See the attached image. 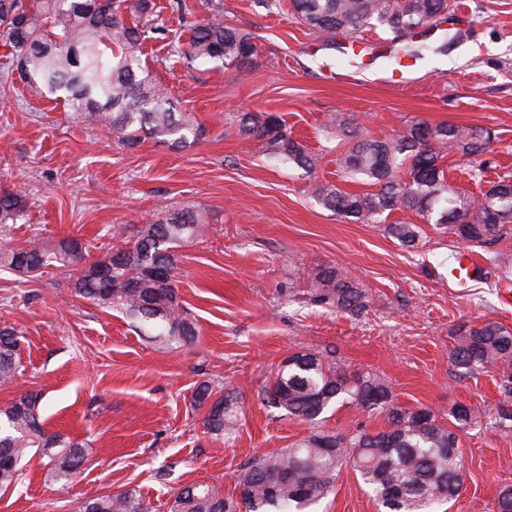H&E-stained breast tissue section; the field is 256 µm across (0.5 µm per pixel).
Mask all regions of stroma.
Wrapping results in <instances>:
<instances>
[{
    "label": "stroma",
    "mask_w": 512,
    "mask_h": 512,
    "mask_svg": "<svg viewBox=\"0 0 512 512\" xmlns=\"http://www.w3.org/2000/svg\"><path fill=\"white\" fill-rule=\"evenodd\" d=\"M467 25L445 49L425 54L418 81L404 88L373 82L360 70L354 83L328 82L326 69L343 56L329 35L297 22L289 0H219L228 25L254 36L251 68L202 63L171 54L149 40L141 59L168 86L176 111L207 130L205 140L173 149L153 140L122 147L79 124L70 106L41 97L19 78L0 80V189H21L26 212L20 240H81L90 260L112 248V230L156 220L158 200L204 219L200 235L178 251L180 300L199 329L193 343L171 350L138 335L119 313L70 295L68 274L54 270L20 282L0 268V325L23 335L21 372L0 388V407L40 393L48 433L84 443L87 462L68 482L45 479L46 461L28 453L23 477L0 491V512H78L87 499L139 491L156 512H168L173 492L207 481L225 494L256 457L282 451L308 436L307 425L262 405L259 393L288 355L327 346L354 371L390 382L406 408L445 413L455 403L486 410L501 398L497 384L512 362L472 378L451 364L458 324L491 320L512 329L503 306V270L512 234L490 247H472L481 279L455 287L448 265L459 246L418 215L394 212L392 221L421 224L406 249L384 225L343 221L308 192L343 180L336 159L344 144L328 133L329 113L359 123L381 138L415 121L487 129L492 143L485 180L512 173V0H454ZM240 112L283 116L297 139L320 157L313 173L276 163L257 140H245L233 121ZM344 268L368 289L372 303L355 316L310 302L306 280L322 266ZM231 385L244 410L232 439H218L203 423L207 406L193 396L201 382ZM341 434L376 431L381 421L351 404L325 414ZM466 476L449 512H494L496 492L512 483V431L477 421L459 434ZM350 469L316 512H379Z\"/></svg>",
    "instance_id": "1"
}]
</instances>
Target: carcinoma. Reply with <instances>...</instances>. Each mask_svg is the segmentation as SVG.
<instances>
[{
	"label": "carcinoma",
	"instance_id": "carcinoma-1",
	"mask_svg": "<svg viewBox=\"0 0 512 512\" xmlns=\"http://www.w3.org/2000/svg\"><path fill=\"white\" fill-rule=\"evenodd\" d=\"M302 24L348 39L370 28L392 34L391 43L411 57L429 49L431 32L448 21L452 0H290ZM170 8L190 27L187 44L165 26L152 0H0V40L16 52L18 67L40 96L71 103L74 119L110 134L127 148L150 137L173 148L197 143L204 131L187 112L175 111L168 90L141 64L147 39L168 42L193 60L220 61L237 69L253 63V36L224 24L219 8L199 23L187 0ZM241 135L259 140L268 157L312 171L318 157L288 132L280 115L251 112L236 117ZM326 127L348 147L336 158L345 178L376 187L348 193L325 181L311 184V195L345 221L386 224L401 246L412 248L418 226L386 223L394 211H410L436 225L458 243L494 245L512 230V175L498 176L476 199L451 185L441 159L448 153L478 158L486 153L489 133L476 127L429 125L419 121L383 139L359 135L358 124L341 112ZM19 191L0 193V267L21 281L36 279L48 268L76 271L71 291L95 306L116 311L144 336L167 347L181 346L198 329L178 300L176 249L194 240L200 229L188 210L158 206V219L137 227L126 241L97 261H87L86 246L66 237L52 243L14 237L25 209ZM310 300L359 315L370 297L357 276L323 266L306 282ZM449 352L462 377L499 363L512 362V331L495 321L461 325ZM20 333L0 327V387L20 373ZM504 399L484 412L497 430H512V377L502 380ZM195 402H210L204 420L208 433L229 437L239 424L241 406L230 386L217 394L200 383ZM260 400L282 415L310 425V434L279 453L260 456L239 475V496L220 486L191 483L173 493L169 512H306L326 498L336 478L350 468L374 494L381 512H434L454 499L465 479L457 431L473 423L479 411L464 404L447 413L452 426L426 406L407 409L395 402L390 383L377 373L351 371L336 351H299L289 355L269 377ZM349 401L382 418L375 433L339 434L322 425L321 416L335 403ZM39 395L25 394L0 408V491L14 487L30 448L49 459L52 481L75 475L84 462V445L46 433L39 420ZM79 512H155L135 489L89 499ZM495 512H512V484L496 495Z\"/></svg>",
	"mask_w": 512,
	"mask_h": 512
}]
</instances>
